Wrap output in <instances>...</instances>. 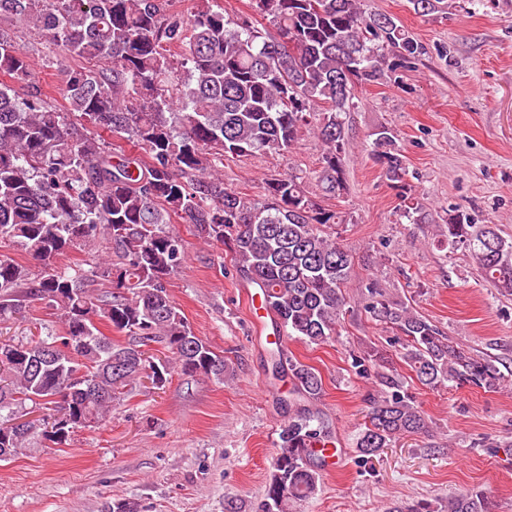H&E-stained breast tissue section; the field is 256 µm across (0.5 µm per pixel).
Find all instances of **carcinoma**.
Listing matches in <instances>:
<instances>
[{"label": "carcinoma", "instance_id": "1", "mask_svg": "<svg viewBox=\"0 0 512 512\" xmlns=\"http://www.w3.org/2000/svg\"><path fill=\"white\" fill-rule=\"evenodd\" d=\"M422 16L445 0H409ZM275 31L231 13L221 0H191L187 14L161 0H0V24L22 23L87 66L73 68L61 112L41 95L19 96L0 80V245L39 262L32 270L0 254V321L40 305L62 331L27 342H0V448L9 456L41 439L66 443L76 430L112 413L150 369L160 385L179 371L218 382L234 377L224 356L197 336L167 295V279L187 260L169 230L177 216L195 235L227 248L234 267L260 289L276 328L322 345L337 335L354 270L336 240L342 216L308 195L295 171L264 182L258 198L224 187V155L286 152L309 126L323 151L316 179L327 195L344 190L343 115L355 89L409 70L423 45L393 16L363 0H249ZM180 49L177 55L171 48ZM25 82L29 57L0 29V76ZM126 140L135 155L103 137ZM373 155L399 189L402 214L425 216L404 183V155L388 127ZM462 249L485 280L512 295V240L494 224L459 211L448 218V250ZM72 250L94 256L87 269L57 260ZM365 310L405 338L403 358L428 387L497 388L492 360L452 342L438 327L367 288ZM106 321L127 337L115 344ZM169 356L142 358L144 347ZM273 375L289 377L294 413L281 425L278 452L258 512H298L317 495L326 459L311 444L335 437L308 404L323 393L320 373L279 346ZM383 364L373 350L353 358ZM356 437L370 459L397 439L427 432L424 416L391 376ZM50 405L60 417L23 420ZM448 512H496L481 492L448 500Z\"/></svg>", "mask_w": 512, "mask_h": 512}]
</instances>
